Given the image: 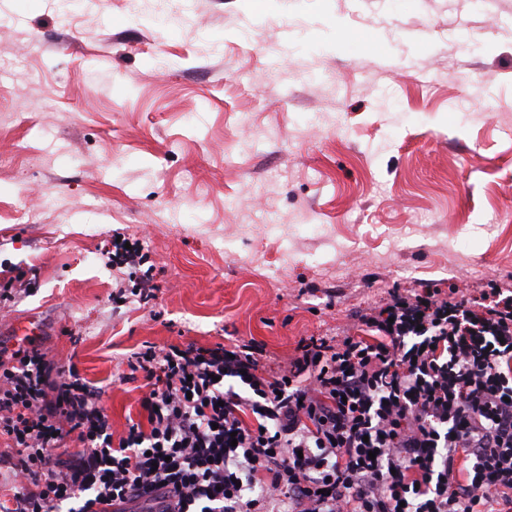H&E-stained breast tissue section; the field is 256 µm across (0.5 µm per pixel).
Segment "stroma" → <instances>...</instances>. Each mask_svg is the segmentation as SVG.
I'll return each instance as SVG.
<instances>
[{
    "instance_id": "1",
    "label": "stroma",
    "mask_w": 512,
    "mask_h": 512,
    "mask_svg": "<svg viewBox=\"0 0 512 512\" xmlns=\"http://www.w3.org/2000/svg\"><path fill=\"white\" fill-rule=\"evenodd\" d=\"M116 233L149 305L112 299ZM14 278L0 355L34 321L118 435L143 343L284 359L391 289L512 282V0H0ZM117 238H120V242H117ZM126 242H129L131 249L125 248ZM143 250L144 247L139 239H131L118 233L112 236V251L108 250L107 253L111 255L112 266L131 270L132 277L135 276L132 293L139 296L142 302L148 303L156 298L160 285L156 281L153 264L143 269L148 262Z\"/></svg>"
}]
</instances>
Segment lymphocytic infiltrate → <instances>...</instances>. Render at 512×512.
Instances as JSON below:
<instances>
[{
	"label": "lymphocytic infiltrate",
	"instance_id": "f902f5d3",
	"mask_svg": "<svg viewBox=\"0 0 512 512\" xmlns=\"http://www.w3.org/2000/svg\"><path fill=\"white\" fill-rule=\"evenodd\" d=\"M110 260L156 298L139 240ZM128 366L146 420L117 436L75 367L35 345L0 361V512H512L511 288L395 289L283 360L146 343Z\"/></svg>",
	"mask_w": 512,
	"mask_h": 512
}]
</instances>
